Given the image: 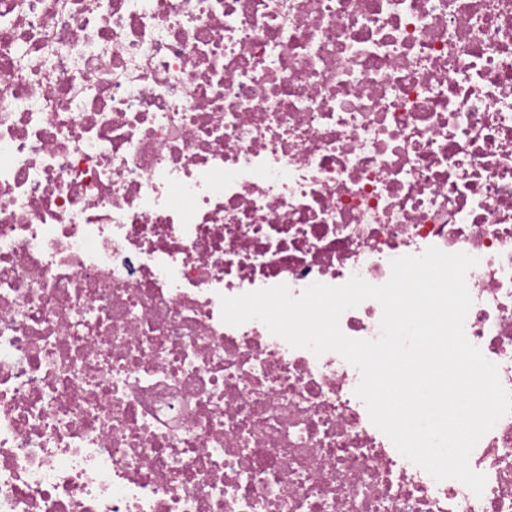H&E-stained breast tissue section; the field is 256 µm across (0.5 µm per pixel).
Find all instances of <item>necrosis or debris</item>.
Here are the masks:
<instances>
[{
    "label": "necrosis or debris",
    "instance_id": "obj_1",
    "mask_svg": "<svg viewBox=\"0 0 512 512\" xmlns=\"http://www.w3.org/2000/svg\"><path fill=\"white\" fill-rule=\"evenodd\" d=\"M431 246L512 391V0H0V512H512V413L478 495L221 319Z\"/></svg>",
    "mask_w": 512,
    "mask_h": 512
}]
</instances>
